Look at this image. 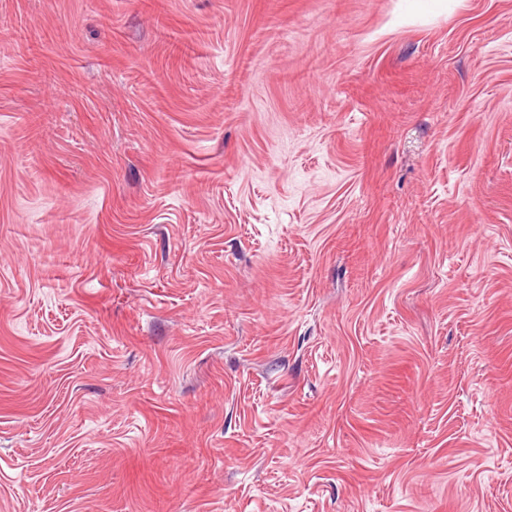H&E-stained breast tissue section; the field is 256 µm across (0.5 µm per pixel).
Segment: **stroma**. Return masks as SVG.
Segmentation results:
<instances>
[{"label":"stroma","mask_w":512,"mask_h":512,"mask_svg":"<svg viewBox=\"0 0 512 512\" xmlns=\"http://www.w3.org/2000/svg\"><path fill=\"white\" fill-rule=\"evenodd\" d=\"M0 512H512V0H0ZM408 14L415 19H429L454 9L458 0H406Z\"/></svg>","instance_id":"1"}]
</instances>
